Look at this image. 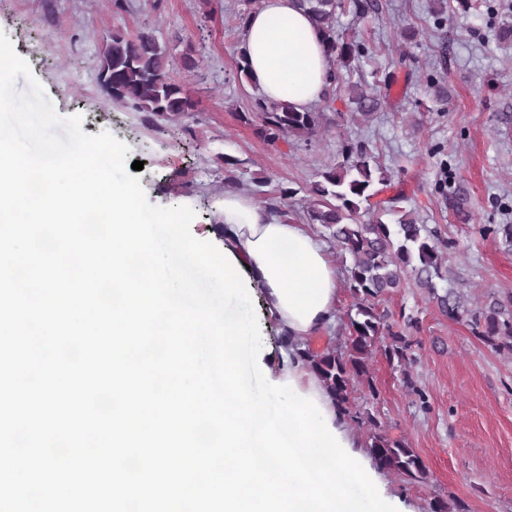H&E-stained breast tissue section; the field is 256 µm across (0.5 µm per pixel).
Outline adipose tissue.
I'll list each match as a JSON object with an SVG mask.
<instances>
[{
    "label": "adipose tissue",
    "mask_w": 512,
    "mask_h": 512,
    "mask_svg": "<svg viewBox=\"0 0 512 512\" xmlns=\"http://www.w3.org/2000/svg\"><path fill=\"white\" fill-rule=\"evenodd\" d=\"M242 47L250 77L266 98L305 110L321 98L329 61L317 29L297 0H261L244 24ZM211 234L247 267L265 315L280 332L303 342L334 320L339 298L336 268L307 225L276 217L245 193L225 194ZM272 380L294 381L315 397L344 443L347 422L322 382L292 351L282 352Z\"/></svg>",
    "instance_id": "obj_1"
}]
</instances>
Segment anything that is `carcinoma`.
I'll list each match as a JSON object with an SVG mask.
<instances>
[{"instance_id": "carcinoma-1", "label": "carcinoma", "mask_w": 512, "mask_h": 512, "mask_svg": "<svg viewBox=\"0 0 512 512\" xmlns=\"http://www.w3.org/2000/svg\"><path fill=\"white\" fill-rule=\"evenodd\" d=\"M312 17L323 36L330 58L328 84L343 80L353 62L365 53L360 43L347 39L338 30L337 12L345 0H298ZM171 52L166 42L153 35L131 37L114 30L104 40L98 81L112 99L137 112L178 115L193 112L196 101L189 88L173 76ZM349 103L356 114L371 116L380 105L374 88L349 86ZM253 113L260 133L269 142L288 135L308 140L319 132L324 113L297 110L287 102L258 99ZM391 176L376 157L360 144L348 143L341 159L321 172L314 184L313 200L306 207L307 221L327 232L340 254L351 257L346 286L353 296L345 336L330 339L319 350L305 343L300 357L314 372L336 407L358 425L373 423L367 412L351 406L349 394L356 382H366L371 396L377 388L370 377L369 358L377 341L390 340L385 352L400 363L411 361L413 347L419 344L414 332L419 321L412 315L379 310V302L411 280L439 311L455 321H466L476 336L498 352L512 355V307L493 293L472 308L459 291L442 286L448 280L443 246L447 241L438 230L421 224L403 203L398 192L387 198ZM391 213L396 222L387 224L381 216ZM371 215L365 221L363 216ZM367 448L376 466L388 472L415 478L423 473L421 458L410 448L374 431Z\"/></svg>"}]
</instances>
